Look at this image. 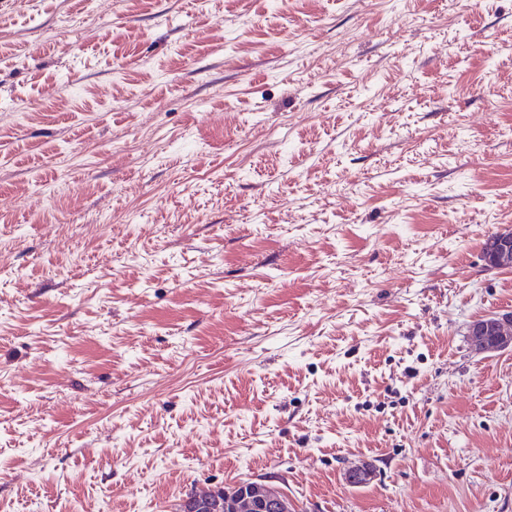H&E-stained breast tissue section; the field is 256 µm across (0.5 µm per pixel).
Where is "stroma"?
<instances>
[{
	"label": "stroma",
	"instance_id": "obj_1",
	"mask_svg": "<svg viewBox=\"0 0 512 512\" xmlns=\"http://www.w3.org/2000/svg\"><path fill=\"white\" fill-rule=\"evenodd\" d=\"M510 227L512 0H0V504L512 512ZM483 258L490 268H512V233H495L483 243ZM470 341L479 352H493L512 348V313L489 315L469 325ZM221 488L215 491V505L208 501L206 503L192 502L194 508L220 512H292L288 498L282 495L273 487L261 485L253 481L243 480L238 482L231 491L224 490V502L216 495ZM223 504L224 509L219 508L218 503ZM193 510V511H196ZM191 510L184 512H193ZM200 512V511H196Z\"/></svg>",
	"mask_w": 512,
	"mask_h": 512
}]
</instances>
